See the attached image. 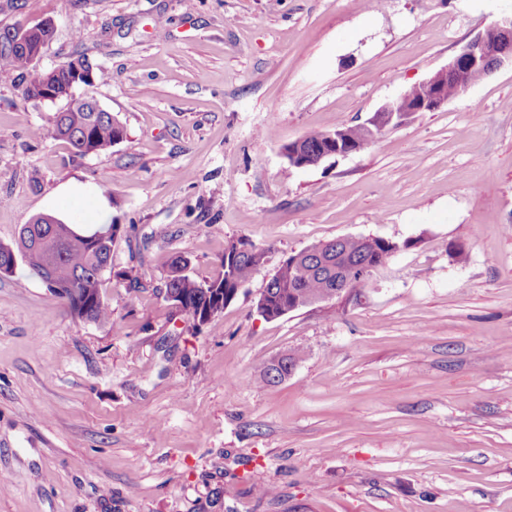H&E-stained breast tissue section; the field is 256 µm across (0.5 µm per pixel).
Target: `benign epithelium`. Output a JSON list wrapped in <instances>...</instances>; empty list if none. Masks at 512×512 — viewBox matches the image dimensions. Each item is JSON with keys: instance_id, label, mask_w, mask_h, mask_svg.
I'll return each mask as SVG.
<instances>
[{"instance_id": "7a95c632", "label": "benign epithelium", "mask_w": 512, "mask_h": 512, "mask_svg": "<svg viewBox=\"0 0 512 512\" xmlns=\"http://www.w3.org/2000/svg\"><path fill=\"white\" fill-rule=\"evenodd\" d=\"M512 63V16L488 26L468 42L446 66L415 85L400 97L380 106L364 126L372 132L384 131L403 124L412 112H436L448 104L445 90L453 84L462 93L470 86L469 73L484 70L492 73L504 63ZM72 89L96 85L93 68L74 63Z\"/></svg>"}]
</instances>
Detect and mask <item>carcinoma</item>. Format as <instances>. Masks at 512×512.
I'll use <instances>...</instances> for the list:
<instances>
[{
    "label": "carcinoma",
    "instance_id": "1",
    "mask_svg": "<svg viewBox=\"0 0 512 512\" xmlns=\"http://www.w3.org/2000/svg\"><path fill=\"white\" fill-rule=\"evenodd\" d=\"M6 69L5 81L17 87L27 102L38 103L36 89L47 79L67 100L62 112L53 113L46 126L54 140L71 145L75 153L86 156L103 154L122 140L124 126L113 121L112 113L96 112L84 98L69 96L73 80L72 59L45 70H37L31 56L0 40V66ZM376 140L361 124H339L335 139L321 132H311L283 146L298 158L314 164L324 152L336 151V145H350L361 151ZM121 232L119 224H103L82 228L68 224L53 215L42 214L22 225L10 244L0 243V275L15 272L23 266L31 275L46 283L74 319L104 323L111 310L104 300L105 283L117 278L128 288L141 285L138 276L128 271L112 273V246ZM243 251L219 273L199 280L189 270V257L176 254L169 263L164 288L180 302L183 316L195 319L199 310L218 305L220 296H231L251 279L266 262V249L241 242ZM410 243L366 237H344L319 251L313 244L286 258L268 280L257 302L259 312L276 319L301 309V304L314 300H331L336 280L348 273L364 275L367 282L374 270Z\"/></svg>",
    "mask_w": 512,
    "mask_h": 512
}]
</instances>
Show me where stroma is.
<instances>
[{
  "mask_svg": "<svg viewBox=\"0 0 512 512\" xmlns=\"http://www.w3.org/2000/svg\"><path fill=\"white\" fill-rule=\"evenodd\" d=\"M512 0H0L87 54L126 135L80 156L58 104L0 83V242L71 179L125 235L108 322L0 276V512H512V67L319 166L281 147L357 124L428 79ZM346 236L403 243L348 303L277 319L282 260ZM266 263L202 326L158 290L212 277L228 240ZM296 352L293 371H263Z\"/></svg>",
  "mask_w": 512,
  "mask_h": 512,
  "instance_id": "35a3bbf8",
  "label": "stroma"
}]
</instances>
